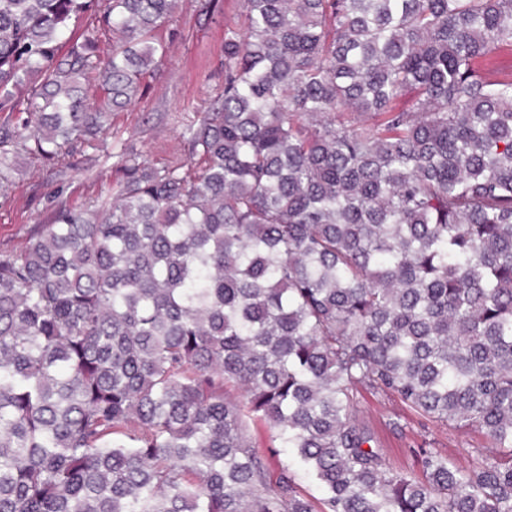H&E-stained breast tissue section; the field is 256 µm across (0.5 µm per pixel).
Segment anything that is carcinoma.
Returning <instances> with one entry per match:
<instances>
[{
	"label": "carcinoma",
	"instance_id": "obj_1",
	"mask_svg": "<svg viewBox=\"0 0 512 512\" xmlns=\"http://www.w3.org/2000/svg\"><path fill=\"white\" fill-rule=\"evenodd\" d=\"M176 7L0 0V188L107 133ZM511 51L512 0H242L189 160L0 252V512H512ZM362 388L471 463L393 467ZM250 434L253 442L264 453L269 469L272 473H277L281 464L286 463L287 458L283 451L276 454V451L282 448H270L271 445V432L265 425H250Z\"/></svg>",
	"mask_w": 512,
	"mask_h": 512
}]
</instances>
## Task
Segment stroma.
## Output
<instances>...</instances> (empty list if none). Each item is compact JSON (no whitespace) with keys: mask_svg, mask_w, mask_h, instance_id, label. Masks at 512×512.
Here are the masks:
<instances>
[{"mask_svg":"<svg viewBox=\"0 0 512 512\" xmlns=\"http://www.w3.org/2000/svg\"><path fill=\"white\" fill-rule=\"evenodd\" d=\"M241 7V0H179L174 19L156 32L169 46L167 58L145 77L135 105L112 114L104 141L75 147L62 165L14 155L11 181L0 191V252L19 250L58 207L111 200L128 157L153 167L188 157L185 131L224 88V24ZM357 413L397 468L417 470L424 448L459 465L468 459L470 436L448 434L398 401L365 391Z\"/></svg>","mask_w":512,"mask_h":512,"instance_id":"stroma-1","label":"stroma"}]
</instances>
